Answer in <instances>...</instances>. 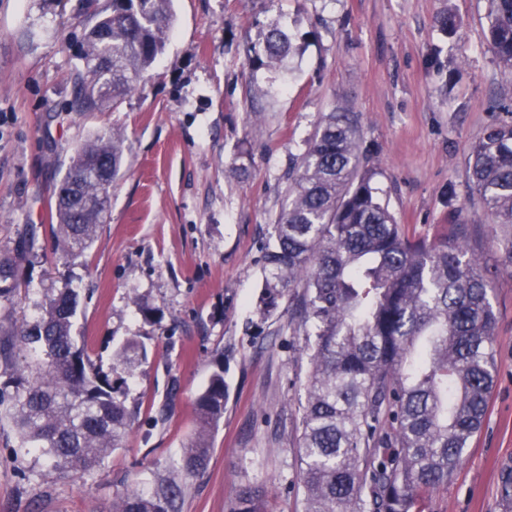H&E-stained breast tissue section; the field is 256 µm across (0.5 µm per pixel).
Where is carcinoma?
Here are the masks:
<instances>
[{
    "label": "carcinoma",
    "mask_w": 512,
    "mask_h": 512,
    "mask_svg": "<svg viewBox=\"0 0 512 512\" xmlns=\"http://www.w3.org/2000/svg\"><path fill=\"white\" fill-rule=\"evenodd\" d=\"M488 40L512 70V0H487ZM81 33L71 112L117 108L165 48L171 0H112ZM294 36L274 28L255 62L285 64ZM122 140L103 132L81 146L55 200L57 247L73 256L94 242L110 203ZM377 172L349 112L322 117L289 176L290 202L272 225L273 247L258 311L274 312L297 291L307 361L299 438L304 512H419L448 488L479 432L496 377L494 273L470 249L469 226L410 236L377 196ZM472 193L502 237L512 274V122L486 129L470 149ZM16 261L0 257V298L16 290ZM79 291L65 283L41 316L0 336V408L19 447L66 472L104 465L120 447L131 411L74 333ZM145 348L122 343L113 365L132 374ZM224 368L216 362L195 399L198 426L174 467H206L211 432L224 418ZM268 490H239L228 512H265ZM181 487L158 473L112 512H180Z\"/></svg>",
    "instance_id": "cac0c4a2"
}]
</instances>
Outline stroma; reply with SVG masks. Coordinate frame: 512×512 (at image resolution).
Returning <instances> with one entry per match:
<instances>
[{"instance_id": "stroma-1", "label": "stroma", "mask_w": 512, "mask_h": 512, "mask_svg": "<svg viewBox=\"0 0 512 512\" xmlns=\"http://www.w3.org/2000/svg\"><path fill=\"white\" fill-rule=\"evenodd\" d=\"M79 0H0V256L18 259L0 298V334L40 315L64 281L80 290L74 328L133 411L101 469L63 474L0 423V512H112L151 473H167L196 429L194 399L224 363V419L204 471L177 473L181 512H225L238 489H269L266 512H303L298 442L306 361L296 305H256L288 173L323 115L352 112L375 185L411 235L471 227L497 271V366L488 410L447 489L424 512H512V276L471 195L470 145L512 121V72L487 42L486 0H173L163 53L116 109L68 112L87 22ZM451 11L449 35L436 17ZM296 50L282 68L254 56L273 27ZM123 142L111 207L81 255L54 249V189L76 150L101 132ZM156 308L144 317L141 306ZM147 349L133 376L112 352Z\"/></svg>"}]
</instances>
